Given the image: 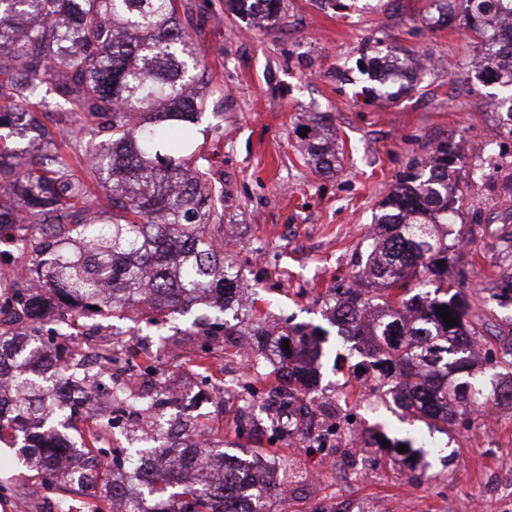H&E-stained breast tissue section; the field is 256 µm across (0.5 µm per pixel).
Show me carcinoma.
I'll list each match as a JSON object with an SVG mask.
<instances>
[{"instance_id":"obj_1","label":"carcinoma","mask_w":512,"mask_h":512,"mask_svg":"<svg viewBox=\"0 0 512 512\" xmlns=\"http://www.w3.org/2000/svg\"><path fill=\"white\" fill-rule=\"evenodd\" d=\"M228 2L266 28L282 18V0ZM458 8L482 49L477 79L495 89L491 100L507 111L512 137V32L496 27L503 11L512 14V0H446L437 22L452 21ZM367 68L379 84L371 91L389 100L414 90L424 72L388 48L368 57ZM212 80L177 0H0V122L21 126L42 107L83 113L102 137L86 174L112 192V212L97 211L67 154L39 147L35 167L23 169L0 139V243L50 252L30 269L40 291L0 288V441L16 447L4 466L36 472L58 497V512H68V495L80 488L92 490L89 512H116L118 500L123 512H235L247 468H224L227 453L199 427H189L191 438L171 433L155 464L140 444L114 448L103 431L116 411L93 406L83 391V345L74 341L65 359L45 352L75 316L106 312L159 325L207 299L219 314L231 309L227 290L239 275L215 239L196 146V134L220 130L198 128ZM305 151L320 171L339 162L325 118L314 120ZM459 160L450 137L399 174L374 216L379 233L354 286L332 307L333 322L375 358L395 405L434 426L448 424L450 410L477 417L490 401L512 402L511 357L498 361L500 382L490 391L468 373L465 353L482 345L484 322L448 278L462 247L448 240L462 202ZM421 273L431 290L417 293ZM441 306L455 326L444 324ZM319 332L282 329L279 381L291 380L294 362L322 355ZM63 390L91 421L86 429L70 433L57 405ZM266 417L271 433L288 440L286 411Z\"/></svg>"}]
</instances>
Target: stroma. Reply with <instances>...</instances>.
<instances>
[{
  "label": "stroma",
  "instance_id": "1",
  "mask_svg": "<svg viewBox=\"0 0 512 512\" xmlns=\"http://www.w3.org/2000/svg\"><path fill=\"white\" fill-rule=\"evenodd\" d=\"M340 2L332 10L317 0H283L279 25L262 29L227 10L224 0H178L181 21L210 66L212 99L224 113L222 137L200 147L213 186L224 192L213 221L235 242L227 257L240 274L239 293L257 302L228 310L221 325L199 323L203 310L195 306L158 327L108 314L84 318L80 333L139 354L148 343L164 342L171 354L152 362L157 383L188 389L199 381L194 364L203 346L212 348L216 378L235 369L238 339L225 335V325L243 331L272 324L328 327L316 365L318 416L347 430L332 451L336 467L359 457L363 479L331 474L313 481L306 448L282 445L225 392L197 418L216 447L292 474V493L287 502L272 500V512H311L314 503L337 497L368 510L383 501L386 512H458L461 502L478 499L491 512H512V501L496 498L489 486L512 463V404L494 406L489 432L481 420L459 415L441 429L408 425L383 390L368 389L354 369L358 355L324 315L335 289L353 281L373 214L396 177L437 140L454 137L470 149L459 171L466 200L451 230L464 239V292L485 322L486 344L471 372L488 375L492 357L512 350V306L499 303L500 270L512 265L503 243L512 234L506 187L512 138L503 134L488 87L475 77L477 43L459 22L438 23L437 0ZM379 43L432 62L415 90L396 102L366 92L371 82L359 61ZM315 112L328 114L342 146L340 164L327 173L308 166L300 152L298 129ZM38 119L53 133L63 124L78 130V139L56 142L76 166H84L86 150L100 142L82 115L42 112ZM409 429L416 446L439 448L413 469L380 446L404 439Z\"/></svg>",
  "mask_w": 512,
  "mask_h": 512
}]
</instances>
